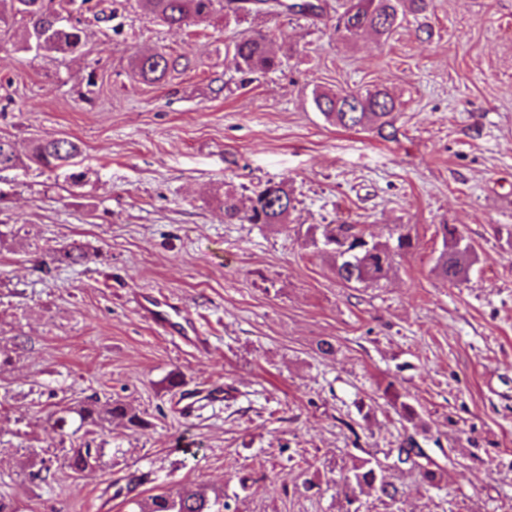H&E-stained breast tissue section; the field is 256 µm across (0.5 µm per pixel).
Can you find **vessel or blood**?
I'll return each mask as SVG.
<instances>
[{
	"label": "vessel or blood",
	"mask_w": 512,
	"mask_h": 512,
	"mask_svg": "<svg viewBox=\"0 0 512 512\" xmlns=\"http://www.w3.org/2000/svg\"><path fill=\"white\" fill-rule=\"evenodd\" d=\"M133 302L139 315L173 343L196 349L205 346L206 338L197 326L193 313L187 308L169 298L148 292L136 294ZM177 394L179 410L188 416L200 404H223L225 397L224 388L220 385L202 388L185 383L178 385Z\"/></svg>",
	"instance_id": "1"
}]
</instances>
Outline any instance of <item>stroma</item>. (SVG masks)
<instances>
[{
  "mask_svg": "<svg viewBox=\"0 0 512 512\" xmlns=\"http://www.w3.org/2000/svg\"><path fill=\"white\" fill-rule=\"evenodd\" d=\"M327 17L250 13L170 28L136 0H52L80 19V54L20 48L0 22V138L79 140L82 184L29 161L0 172V493L21 512H127L126 499L195 484L229 512H346L341 476L414 438L436 485L395 471L396 499L357 493L361 512H512V0H431L389 39H337ZM264 32L281 60L245 76L241 36ZM178 67L132 77L136 52ZM387 87L394 137L346 130L321 89ZM295 198L287 227L228 222L269 181ZM347 221L416 248L373 287L342 284L308 230ZM472 247L453 286L434 272L441 225ZM83 264L52 262L69 243ZM187 306L207 348L174 345L131 292ZM332 354H322V342ZM219 383L223 405L179 413L170 374ZM394 385L421 418L402 420ZM135 408L148 427L54 428L89 396ZM94 438L93 469L62 466ZM50 466L40 481L36 472Z\"/></svg>",
  "mask_w": 512,
  "mask_h": 512,
  "instance_id": "obj_1",
  "label": "stroma"
}]
</instances>
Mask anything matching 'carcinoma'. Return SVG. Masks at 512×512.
<instances>
[{
    "instance_id": "cac0c4a2",
    "label": "carcinoma",
    "mask_w": 512,
    "mask_h": 512,
    "mask_svg": "<svg viewBox=\"0 0 512 512\" xmlns=\"http://www.w3.org/2000/svg\"><path fill=\"white\" fill-rule=\"evenodd\" d=\"M139 6L159 22L170 27L190 22H204L218 13H224V21H236L244 14L261 10L267 15L302 14L313 17L323 15V7L310 0L290 3L288 0H138ZM428 0H343L342 11L336 13V35L345 42H353L365 34L388 38L402 24L407 12H422ZM14 14L26 19L27 26L21 36V46L30 51H52L61 56L81 52L84 47V31L79 21L61 22L59 12L48 6L47 0H10ZM233 57L237 69L244 75L265 73L280 65L262 33L244 36L233 44ZM177 61L165 52L152 51L138 55L133 64V74L140 81L159 84L176 69ZM313 104L325 120L337 127L359 130L374 129L384 135L386 129L394 128L397 103L385 88L338 91L320 90L313 94ZM81 154L79 143L68 137L36 138L31 141L28 159L38 167L54 172L65 170L67 178L77 182L84 173L76 172V158ZM19 156L11 141L0 138V170L14 168ZM220 203L229 221L241 224H287L290 210L294 209L293 198L286 181H269L250 199L246 209L239 207L234 193H224ZM443 250L439 254L434 270L451 284L463 281L469 271V244L454 224L441 225ZM312 244L329 255L335 264L337 277L345 284L378 285L388 279L396 258L410 253L413 240L407 233L399 232L379 241L365 235L356 224L343 221L323 226L321 238H312ZM393 404L407 422L415 425L419 420L416 410L401 400V394L390 393ZM74 414L79 427L99 426L110 419H123L133 427L142 428L145 421L126 406L94 397L91 402L77 409L66 408L57 421L66 422V416ZM99 449L86 443L71 448L63 464L75 472L93 466ZM426 455L413 439H406L396 449L400 465L418 471L428 482H434L436 472L421 463ZM399 465L383 463L376 458L360 459L347 471L345 487L350 490L367 489L381 497L396 500L398 488L392 481V472ZM128 512H226L224 492L205 488L188 487L171 495L165 492L145 498L127 501Z\"/></svg>"
}]
</instances>
